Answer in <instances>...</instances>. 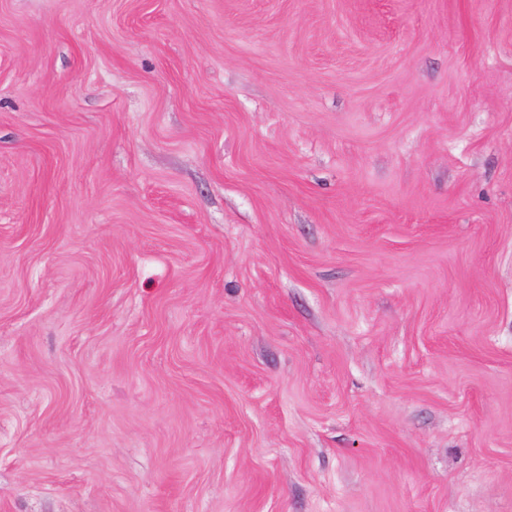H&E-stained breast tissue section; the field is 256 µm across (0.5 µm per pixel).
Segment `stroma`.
Wrapping results in <instances>:
<instances>
[{"label": "stroma", "mask_w": 512, "mask_h": 512, "mask_svg": "<svg viewBox=\"0 0 512 512\" xmlns=\"http://www.w3.org/2000/svg\"><path fill=\"white\" fill-rule=\"evenodd\" d=\"M0 512H512V0H0Z\"/></svg>", "instance_id": "35a3bbf8"}]
</instances>
